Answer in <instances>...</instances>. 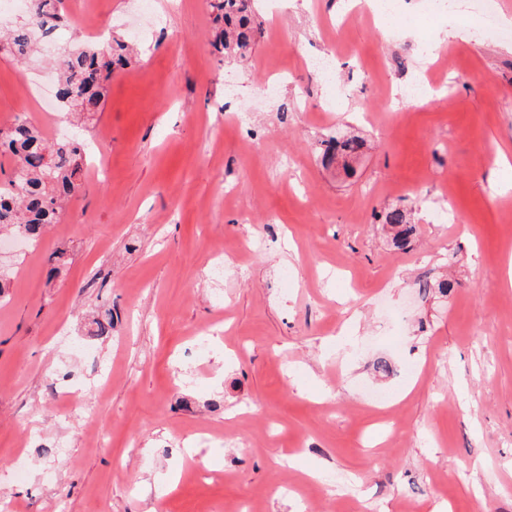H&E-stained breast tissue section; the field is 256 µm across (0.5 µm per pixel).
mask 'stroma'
<instances>
[{"instance_id": "obj_1", "label": "stroma", "mask_w": 512, "mask_h": 512, "mask_svg": "<svg viewBox=\"0 0 512 512\" xmlns=\"http://www.w3.org/2000/svg\"><path fill=\"white\" fill-rule=\"evenodd\" d=\"M133 2L64 9L126 41ZM356 2L257 0L238 58L210 0H146L100 112L60 118L97 153L40 242L0 252V512H512V37L481 34L477 0L441 46L422 0L384 28ZM431 44L442 83L403 97ZM41 55L0 58V128L40 120ZM335 135L363 143L352 174ZM105 364L77 404L46 379ZM410 223L408 214L403 209L395 208L385 213L384 224H389L390 227L395 229L393 240L397 247L404 248L408 244L409 237L414 229V225Z\"/></svg>"}]
</instances>
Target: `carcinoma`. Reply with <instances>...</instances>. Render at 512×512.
I'll return each mask as SVG.
<instances>
[{
	"label": "carcinoma",
	"mask_w": 512,
	"mask_h": 512,
	"mask_svg": "<svg viewBox=\"0 0 512 512\" xmlns=\"http://www.w3.org/2000/svg\"><path fill=\"white\" fill-rule=\"evenodd\" d=\"M59 0H32L29 21L16 26L0 40V54L23 64L37 51L38 37H47L66 27L58 9ZM216 22L222 24L213 41L219 53L245 55L262 34L253 0H212ZM124 45L68 49L53 60L59 73V107L67 112H96L101 107L103 82L112 66L126 62ZM336 155L349 170L348 159L360 149L354 138L335 141ZM0 154H7L13 166L0 181V232L24 235L35 244L44 228L57 223L64 205L80 192V171L86 145L78 138L51 140L39 124L25 115L15 117L11 126L0 129ZM384 223L395 229L393 240L404 248L414 225L400 208L385 213ZM92 335L106 336L112 330V312L106 310L93 320Z\"/></svg>",
	"instance_id": "1"
}]
</instances>
